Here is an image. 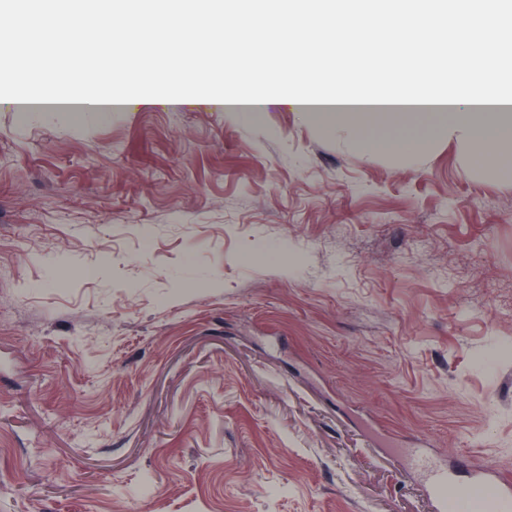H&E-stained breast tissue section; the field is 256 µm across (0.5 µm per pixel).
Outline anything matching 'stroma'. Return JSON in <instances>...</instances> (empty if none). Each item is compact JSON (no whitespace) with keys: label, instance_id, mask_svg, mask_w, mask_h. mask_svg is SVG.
<instances>
[{"label":"stroma","instance_id":"35a3bbf8","mask_svg":"<svg viewBox=\"0 0 512 512\" xmlns=\"http://www.w3.org/2000/svg\"><path fill=\"white\" fill-rule=\"evenodd\" d=\"M277 99L0 107V512H434L512 483V154ZM201 99L213 104L223 105L226 110L242 111L238 112L243 117L252 118L255 117L257 112H246V111H258L265 106L272 104V101L265 99H244L235 96H223L215 95L211 93H203ZM404 458L406 468L422 475L427 482L429 495L433 500L436 512H447L452 509L450 494L459 495L463 491L483 487L489 490L490 510L507 512L512 508V486L502 482L497 473L490 469L475 471L470 475L469 482L463 485L458 480L457 472L448 469L447 465L435 460L427 448H398Z\"/></svg>","mask_w":512,"mask_h":512}]
</instances>
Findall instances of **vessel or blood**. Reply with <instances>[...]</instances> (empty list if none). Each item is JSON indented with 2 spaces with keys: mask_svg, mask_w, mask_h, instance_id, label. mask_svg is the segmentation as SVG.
I'll use <instances>...</instances> for the list:
<instances>
[{
  "mask_svg": "<svg viewBox=\"0 0 512 512\" xmlns=\"http://www.w3.org/2000/svg\"><path fill=\"white\" fill-rule=\"evenodd\" d=\"M401 455L409 470L422 475L428 485L435 512H449L452 495L461 494L465 487H483L490 493L495 512H512V485L502 482L490 469L473 472L468 484H461L455 471L435 460L424 448H405Z\"/></svg>",
  "mask_w": 512,
  "mask_h": 512,
  "instance_id": "1",
  "label": "vessel or blood"
}]
</instances>
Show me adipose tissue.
<instances>
[{
    "mask_svg": "<svg viewBox=\"0 0 512 512\" xmlns=\"http://www.w3.org/2000/svg\"><path fill=\"white\" fill-rule=\"evenodd\" d=\"M482 2L468 0L477 9L483 27L496 33L497 38L476 54L471 51L472 36L468 31H457L446 42V60L454 73L449 87L422 86L405 99L392 93L314 88L295 96L294 105L310 115L345 117L351 128L362 134L376 120L394 126L411 116L426 131L434 120L444 117L449 132L465 133L474 145L476 157L486 159L488 143L512 144V76H504L501 55L503 46L512 45V32L501 28L503 18L512 14V0H500L495 8L483 7ZM462 103L467 104V111H459Z\"/></svg>",
    "mask_w": 512,
    "mask_h": 512,
    "instance_id": "1",
    "label": "adipose tissue"
}]
</instances>
